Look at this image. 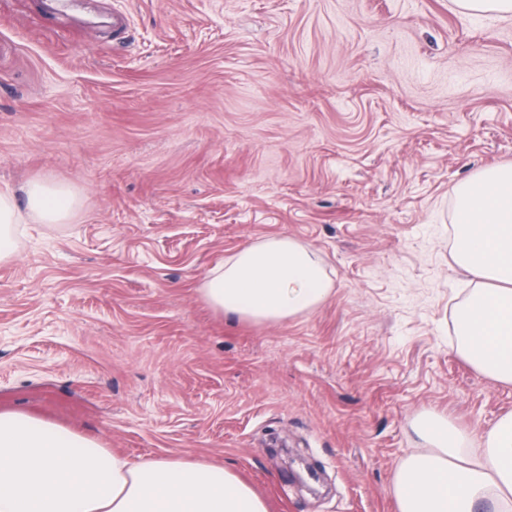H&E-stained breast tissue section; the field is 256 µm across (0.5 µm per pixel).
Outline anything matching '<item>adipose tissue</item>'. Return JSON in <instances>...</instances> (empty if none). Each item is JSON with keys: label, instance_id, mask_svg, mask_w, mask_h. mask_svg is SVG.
<instances>
[{"label": "adipose tissue", "instance_id": "adipose-tissue-1", "mask_svg": "<svg viewBox=\"0 0 512 512\" xmlns=\"http://www.w3.org/2000/svg\"><path fill=\"white\" fill-rule=\"evenodd\" d=\"M75 192L47 178L23 197L0 190V263L12 259L24 224H63ZM453 262L473 285L453 314L455 348L479 374L512 384V164L487 167L455 191ZM333 282L318 252L291 237L245 246L206 271L202 299L254 322L312 312ZM425 450L395 473L399 512H512V413L468 434L420 418ZM0 512H269L232 470L178 457L138 462L64 426L0 412Z\"/></svg>", "mask_w": 512, "mask_h": 512}]
</instances>
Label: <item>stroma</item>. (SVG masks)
<instances>
[{
	"mask_svg": "<svg viewBox=\"0 0 512 512\" xmlns=\"http://www.w3.org/2000/svg\"><path fill=\"white\" fill-rule=\"evenodd\" d=\"M510 163L512 17L0 0V184L79 198L0 264V412L233 468L271 512H398L420 417L512 412L455 350L451 258L457 186ZM276 235L320 252L331 296L274 324L214 311L200 275Z\"/></svg>",
	"mask_w": 512,
	"mask_h": 512,
	"instance_id": "stroma-1",
	"label": "stroma"
}]
</instances>
